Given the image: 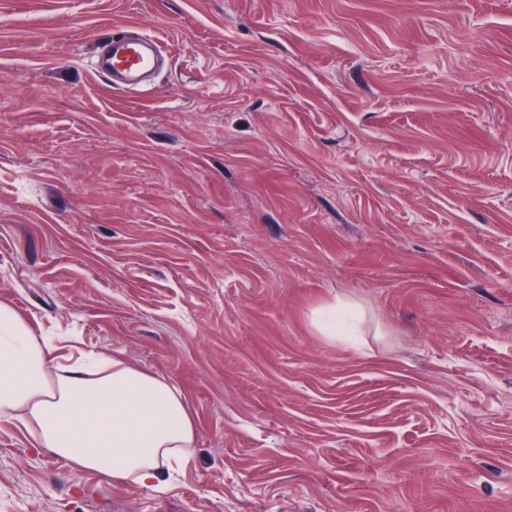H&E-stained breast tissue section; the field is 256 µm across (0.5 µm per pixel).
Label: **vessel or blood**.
I'll use <instances>...</instances> for the list:
<instances>
[{
  "label": "vessel or blood",
  "instance_id": "vessel-or-blood-1",
  "mask_svg": "<svg viewBox=\"0 0 512 512\" xmlns=\"http://www.w3.org/2000/svg\"><path fill=\"white\" fill-rule=\"evenodd\" d=\"M158 47L156 35L136 28L128 30L102 44L92 71L115 89L139 85L161 69Z\"/></svg>",
  "mask_w": 512,
  "mask_h": 512
}]
</instances>
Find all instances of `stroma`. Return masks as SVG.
Returning <instances> with one entry per match:
<instances>
[{"instance_id": "1", "label": "stroma", "mask_w": 512, "mask_h": 512, "mask_svg": "<svg viewBox=\"0 0 512 512\" xmlns=\"http://www.w3.org/2000/svg\"><path fill=\"white\" fill-rule=\"evenodd\" d=\"M0 303L198 424L145 487L0 419V512H512V0H0ZM160 38L137 28L112 36L99 48L92 71L113 89L137 86L161 70L157 54ZM331 315L326 322L320 321L318 330L323 336L336 339V336H347L346 334V310H356V307L343 298L337 297L336 304L331 307Z\"/></svg>"}]
</instances>
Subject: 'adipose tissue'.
Returning a JSON list of instances; mask_svg holds the SVG:
<instances>
[{"mask_svg": "<svg viewBox=\"0 0 512 512\" xmlns=\"http://www.w3.org/2000/svg\"><path fill=\"white\" fill-rule=\"evenodd\" d=\"M0 417L21 421L35 447L112 483L160 484L197 436L182 390L123 358L62 367L49 346L0 303Z\"/></svg>", "mask_w": 512, "mask_h": 512, "instance_id": "obj_1", "label": "adipose tissue"}]
</instances>
